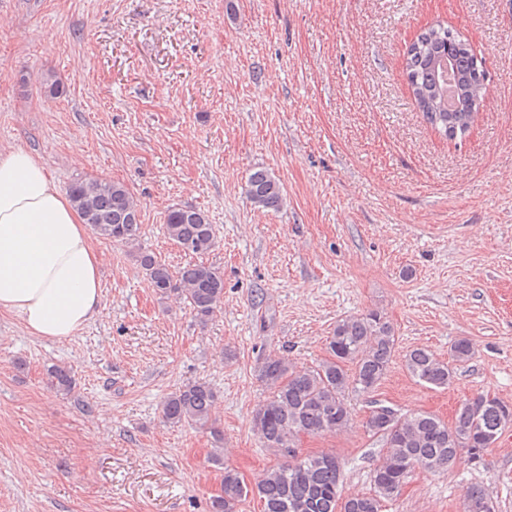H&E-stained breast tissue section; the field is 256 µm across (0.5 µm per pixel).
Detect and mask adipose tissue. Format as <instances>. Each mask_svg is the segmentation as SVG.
I'll list each match as a JSON object with an SVG mask.
<instances>
[{"instance_id":"adipose-tissue-1","label":"adipose tissue","mask_w":512,"mask_h":512,"mask_svg":"<svg viewBox=\"0 0 512 512\" xmlns=\"http://www.w3.org/2000/svg\"><path fill=\"white\" fill-rule=\"evenodd\" d=\"M100 258L86 224L30 151L0 152V313L64 339L102 307Z\"/></svg>"}]
</instances>
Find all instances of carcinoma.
<instances>
[{
  "label": "carcinoma",
  "mask_w": 512,
  "mask_h": 512,
  "mask_svg": "<svg viewBox=\"0 0 512 512\" xmlns=\"http://www.w3.org/2000/svg\"><path fill=\"white\" fill-rule=\"evenodd\" d=\"M404 72L413 101L432 129L448 140L470 129L486 84L482 63L468 41L440 23L430 25L408 45ZM245 194L258 210L278 211L286 203L283 185L265 169L250 173ZM69 195L96 235L134 245L141 207L126 184L101 177L78 178L70 184ZM163 231L191 257H202L216 245L214 225L193 207L169 208ZM136 258L153 288L162 296L183 299L200 322H207L223 303L224 277L217 268L197 261L174 273L140 248ZM397 345L391 323L371 311L337 321L327 340L328 356L313 369L299 370L285 357H266L259 377L269 396L258 405L253 427L263 447L276 449L283 461L267 469L251 487L236 469L224 464V449H213L210 460L224 469V477L212 512H240L251 495L263 503V512H382L383 503L396 499L415 468L448 470L462 452L491 448L512 427V405L496 396L490 400L486 394L462 401L451 424L428 412L401 414L387 406L374 408L365 426L384 441L385 452L371 476L373 489L340 500L339 458L333 453L300 458L297 441L302 434L327 435L348 428L352 422L348 395L375 391ZM473 355L472 342L463 337L452 343L446 362L424 348L411 349L403 358L414 379L441 388L450 384L456 367ZM49 376L58 390H71L68 369L55 366ZM216 400L217 391L208 382L188 383L164 400L162 419L173 426L211 427Z\"/></svg>",
  "instance_id": "obj_1"
}]
</instances>
